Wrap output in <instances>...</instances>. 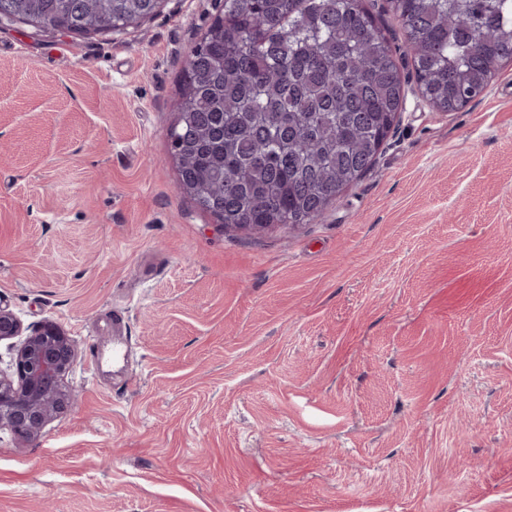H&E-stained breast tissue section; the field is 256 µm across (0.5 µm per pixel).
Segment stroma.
<instances>
[{"label":"stroma","mask_w":512,"mask_h":512,"mask_svg":"<svg viewBox=\"0 0 512 512\" xmlns=\"http://www.w3.org/2000/svg\"><path fill=\"white\" fill-rule=\"evenodd\" d=\"M222 0L138 29L0 19V306L74 397L0 428V512H512V65L419 97L312 224L227 228L167 132Z\"/></svg>","instance_id":"1"}]
</instances>
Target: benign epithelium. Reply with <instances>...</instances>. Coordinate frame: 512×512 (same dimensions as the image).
I'll return each mask as SVG.
<instances>
[{
	"mask_svg": "<svg viewBox=\"0 0 512 512\" xmlns=\"http://www.w3.org/2000/svg\"><path fill=\"white\" fill-rule=\"evenodd\" d=\"M18 336L23 340L9 369L0 370V428L32 442L53 416L72 405L64 378L73 364L76 344L51 321L26 334L21 320L0 307V341Z\"/></svg>",
	"mask_w": 512,
	"mask_h": 512,
	"instance_id": "7a95c632",
	"label": "benign epithelium"
}]
</instances>
